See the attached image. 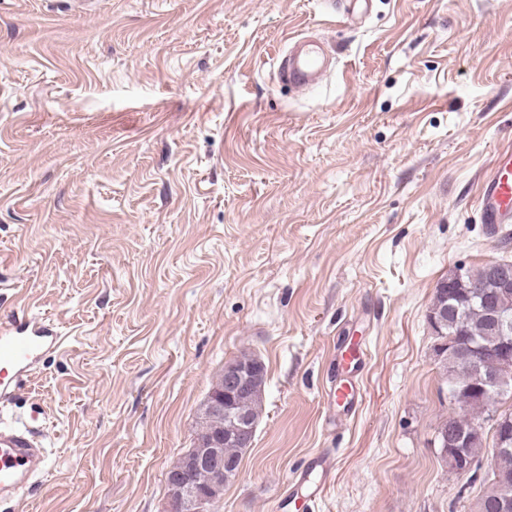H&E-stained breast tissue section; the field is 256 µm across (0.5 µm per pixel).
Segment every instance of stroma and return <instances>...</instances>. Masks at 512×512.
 Here are the masks:
<instances>
[{"mask_svg": "<svg viewBox=\"0 0 512 512\" xmlns=\"http://www.w3.org/2000/svg\"><path fill=\"white\" fill-rule=\"evenodd\" d=\"M297 35L336 56L303 93L276 79ZM508 144L512 0H0V320L66 338L15 401L50 450L26 512H162L244 352L265 413L214 512H271L319 453L315 512H475L491 458L440 457L426 314L512 259L476 204Z\"/></svg>", "mask_w": 512, "mask_h": 512, "instance_id": "stroma-1", "label": "stroma"}]
</instances>
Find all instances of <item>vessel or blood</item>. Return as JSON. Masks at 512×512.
I'll return each instance as SVG.
<instances>
[{
	"mask_svg": "<svg viewBox=\"0 0 512 512\" xmlns=\"http://www.w3.org/2000/svg\"><path fill=\"white\" fill-rule=\"evenodd\" d=\"M330 57L319 42L302 38L294 42L277 68L280 82L307 91L322 82ZM480 220L489 227L512 223V149L499 152L489 174L479 187ZM64 338L52 324L29 320L0 325V502L16 503L26 488L47 470L49 450L44 438L24 420H5L4 410L13 403L25 378L32 375L46 357L59 352ZM336 461L319 454L311 459L318 475L307 494L290 488L279 496L272 512H310L329 483Z\"/></svg>",
	"mask_w": 512,
	"mask_h": 512,
	"instance_id": "vessel-or-blood-1",
	"label": "vessel or blood"
}]
</instances>
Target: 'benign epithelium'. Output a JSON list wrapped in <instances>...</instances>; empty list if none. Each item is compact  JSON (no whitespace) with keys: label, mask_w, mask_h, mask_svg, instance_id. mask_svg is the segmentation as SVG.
<instances>
[{"label":"benign epithelium","mask_w":512,"mask_h":512,"mask_svg":"<svg viewBox=\"0 0 512 512\" xmlns=\"http://www.w3.org/2000/svg\"><path fill=\"white\" fill-rule=\"evenodd\" d=\"M463 269L458 268L438 283L448 291V308L467 304L478 293L487 296L485 312L498 329V338L491 346L472 345L457 336L439 340L434 346L435 358L451 354L465 346L472 349L478 360V369L468 386L471 394H480L490 387L507 390L512 387V312L498 304L502 293L512 290V267L499 261L486 265V277L480 284L464 280ZM223 381L214 387L205 400L198 422L203 424L215 415L228 413L238 421L237 435L228 439L222 433L202 431L192 439V444L176 466L165 473L167 497L165 512H213L216 500L224 487V476L230 464L224 460V446L245 444L254 434L251 416L234 410L233 400L241 392L254 388L253 371L233 361H227L222 371ZM492 422L494 455L512 450V416L493 412ZM482 421L472 420L458 413L442 425L439 442L448 470L457 475H466L475 467L467 455L466 448L472 436L484 432ZM205 473L209 482L201 484L197 474ZM507 480L496 478L486 488V494L495 498L498 512H512V496L506 493Z\"/></svg>","instance_id":"1"}]
</instances>
